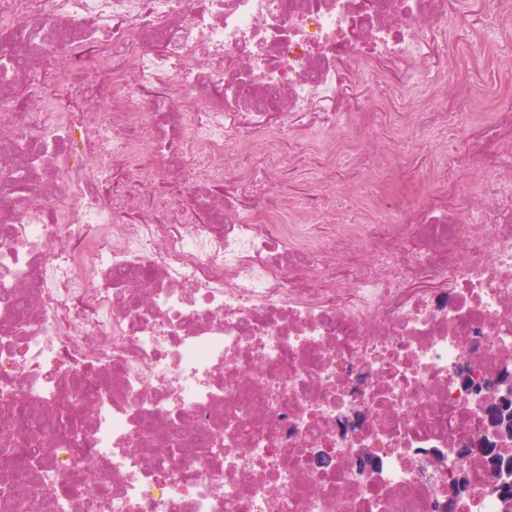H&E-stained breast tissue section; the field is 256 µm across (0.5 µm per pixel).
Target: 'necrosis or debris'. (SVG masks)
Wrapping results in <instances>:
<instances>
[{"instance_id":"obj_1","label":"necrosis or debris","mask_w":512,"mask_h":512,"mask_svg":"<svg viewBox=\"0 0 512 512\" xmlns=\"http://www.w3.org/2000/svg\"><path fill=\"white\" fill-rule=\"evenodd\" d=\"M281 2L0 0V51L31 85L18 102L0 81V146L40 144L53 187L28 182L0 236V309L28 306L24 325L0 319V391L46 407L76 376L100 375L85 465L112 490L108 512H283V500L284 512H445L451 476L424 467L433 450L471 481L454 512H502L484 457L464 451L483 420L458 373L491 380L512 366V138L489 165L445 157L481 195L426 215L393 204L390 182L409 144L447 129V101L354 108L355 138L384 136L389 182L359 223L319 235L291 223L280 179L304 159L279 156L265 126L335 125L319 107L339 98L344 62L427 61L473 0H294L288 13ZM442 46L441 75L488 61L512 76L511 51ZM122 49L133 57L119 70ZM249 74L276 110L235 105ZM57 138L77 139L85 163L46 148ZM191 154L206 164L196 214L175 194L153 214L102 191L107 158L167 174ZM354 412L359 426L341 431Z\"/></svg>"}]
</instances>
